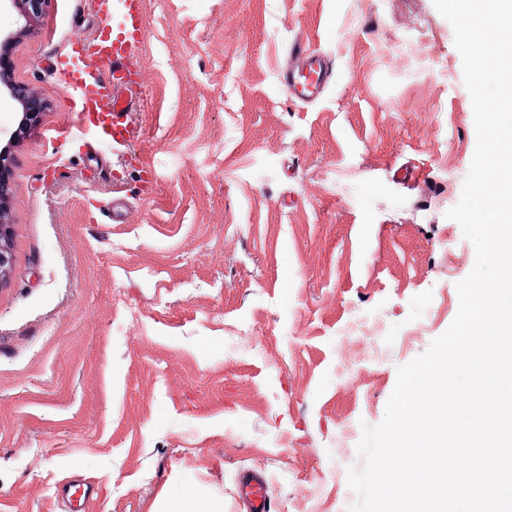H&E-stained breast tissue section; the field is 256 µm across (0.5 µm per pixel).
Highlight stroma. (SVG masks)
Returning a JSON list of instances; mask_svg holds the SVG:
<instances>
[{
	"mask_svg": "<svg viewBox=\"0 0 512 512\" xmlns=\"http://www.w3.org/2000/svg\"><path fill=\"white\" fill-rule=\"evenodd\" d=\"M140 9L116 143L69 86L93 0L0 8L8 79L46 106L19 128L0 90V512H69L74 482L89 512H163L187 487L243 512L246 469L270 512H348L363 425L475 264L445 216L476 145L453 28L433 0ZM295 38L335 63L310 105L279 79ZM15 164L13 154L10 156L6 149L0 151V285L12 273L14 267L10 245L12 225L6 224L3 218L5 209L3 201L9 194Z\"/></svg>",
	"mask_w": 512,
	"mask_h": 512,
	"instance_id": "obj_1",
	"label": "stroma"
}]
</instances>
